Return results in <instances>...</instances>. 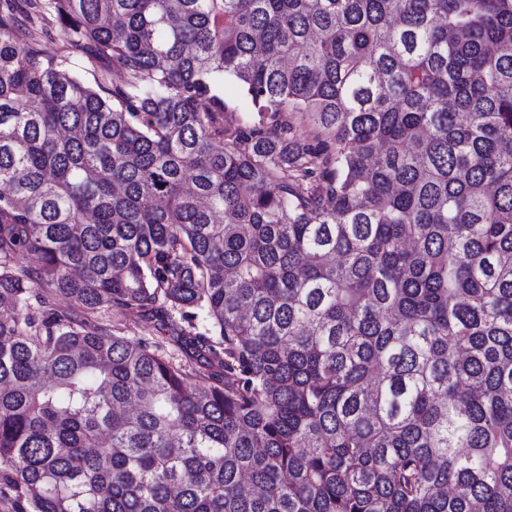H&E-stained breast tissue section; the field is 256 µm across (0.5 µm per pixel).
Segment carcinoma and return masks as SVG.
<instances>
[{"mask_svg":"<svg viewBox=\"0 0 512 512\" xmlns=\"http://www.w3.org/2000/svg\"><path fill=\"white\" fill-rule=\"evenodd\" d=\"M0 186L12 512H512V0H0ZM125 325L122 326L125 336L133 339L138 338H152L154 341L166 343L169 341V336L175 335L171 326L162 327L157 322L145 321L138 318L136 315H131L124 320ZM173 331V333H172ZM173 334V335H172Z\"/></svg>","mask_w":512,"mask_h":512,"instance_id":"carcinoma-1","label":"carcinoma"}]
</instances>
